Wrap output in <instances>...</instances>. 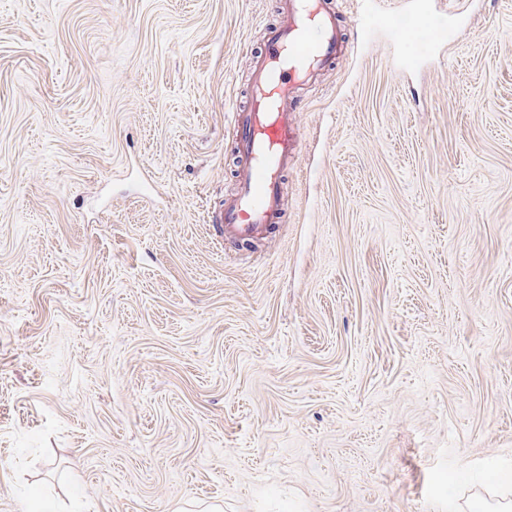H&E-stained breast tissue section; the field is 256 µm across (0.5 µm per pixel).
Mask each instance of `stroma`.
Here are the masks:
<instances>
[{"label": "stroma", "instance_id": "1", "mask_svg": "<svg viewBox=\"0 0 512 512\" xmlns=\"http://www.w3.org/2000/svg\"><path fill=\"white\" fill-rule=\"evenodd\" d=\"M280 220L233 110L279 0H0V512H457L512 471V0H329ZM426 19L432 23V27L441 29L447 24L446 15L437 14L430 10L420 11L419 9L412 10H401L399 12L392 13L390 16L389 24L398 29L404 25L414 24L418 20Z\"/></svg>", "mask_w": 512, "mask_h": 512}]
</instances>
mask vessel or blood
<instances>
[{
	"instance_id": "1",
	"label": "vessel or blood",
	"mask_w": 512,
	"mask_h": 512,
	"mask_svg": "<svg viewBox=\"0 0 512 512\" xmlns=\"http://www.w3.org/2000/svg\"><path fill=\"white\" fill-rule=\"evenodd\" d=\"M421 19L437 29L447 24L445 15L417 9L392 13L389 23L399 28ZM342 49L326 0H285L280 23L253 60L249 103L233 112L242 166L238 193L215 217L224 239L247 242L277 223L280 178L293 163L297 130L291 101Z\"/></svg>"
}]
</instances>
